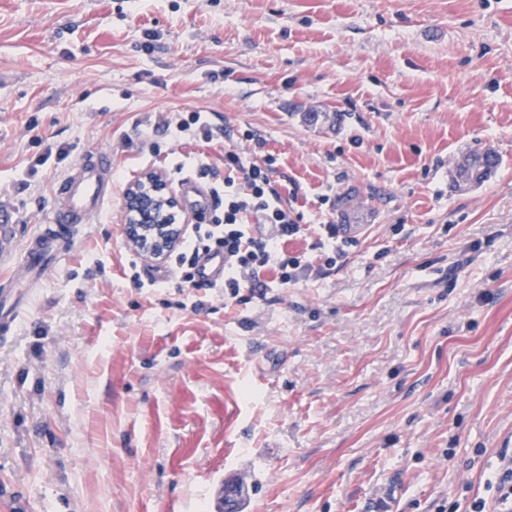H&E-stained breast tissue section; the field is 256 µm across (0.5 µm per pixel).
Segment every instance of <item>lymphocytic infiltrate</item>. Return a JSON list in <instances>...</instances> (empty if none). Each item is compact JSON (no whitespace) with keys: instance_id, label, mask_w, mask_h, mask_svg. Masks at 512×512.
Wrapping results in <instances>:
<instances>
[{"instance_id":"f902f5d3","label":"lymphocytic infiltrate","mask_w":512,"mask_h":512,"mask_svg":"<svg viewBox=\"0 0 512 512\" xmlns=\"http://www.w3.org/2000/svg\"><path fill=\"white\" fill-rule=\"evenodd\" d=\"M275 159L265 155L263 164L245 163L233 151L224 154V214L212 223L194 225L181 243L172 267L186 283H193L194 261L200 252H224V295L236 298L241 290L264 295L268 286L298 283L314 268L315 252L339 251L335 225H317L311 254L289 255L286 244L301 236L305 225L288 214L270 174ZM273 270L272 281L262 277ZM487 497L475 498L471 512H512V455L501 452L500 464L486 483Z\"/></svg>"}]
</instances>
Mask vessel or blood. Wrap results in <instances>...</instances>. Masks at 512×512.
Here are the masks:
<instances>
[{"mask_svg":"<svg viewBox=\"0 0 512 512\" xmlns=\"http://www.w3.org/2000/svg\"><path fill=\"white\" fill-rule=\"evenodd\" d=\"M113 175L111 149L98 148L89 152L60 181L50 223H90L112 197ZM180 187L192 201L197 213L204 214L211 209L214 197L208 185L187 176L182 179ZM18 222L14 208L0 205V254L11 252L15 240L14 228ZM51 237V232L46 230L31 236L18 260L12 263L10 272L0 274V334L13 333L29 301L28 294L16 284L19 272L47 273L44 255ZM195 282L203 288H217L223 284V252L201 254L195 268Z\"/></svg>","mask_w":512,"mask_h":512,"instance_id":"1","label":"vessel or blood"}]
</instances>
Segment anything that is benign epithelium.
<instances>
[{
  "instance_id": "benign-epithelium-1",
  "label": "benign epithelium",
  "mask_w": 512,
  "mask_h": 512,
  "mask_svg": "<svg viewBox=\"0 0 512 512\" xmlns=\"http://www.w3.org/2000/svg\"><path fill=\"white\" fill-rule=\"evenodd\" d=\"M122 212L128 244L155 261L179 245L190 223L160 170H150L127 185Z\"/></svg>"
}]
</instances>
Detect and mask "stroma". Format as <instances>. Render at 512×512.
<instances>
[{"mask_svg": "<svg viewBox=\"0 0 512 512\" xmlns=\"http://www.w3.org/2000/svg\"><path fill=\"white\" fill-rule=\"evenodd\" d=\"M200 111L209 138L173 128ZM156 150L144 148V141ZM108 147L0 344V512H466L512 449V7L506 0H0V200L25 241ZM490 149L482 186L456 161ZM273 154L292 216L349 246L243 302L150 268L122 192L224 187ZM112 150L97 148L72 167L59 183L49 224H90L112 197Z\"/></svg>", "mask_w": 512, "mask_h": 512, "instance_id": "obj_1", "label": "stroma"}]
</instances>
